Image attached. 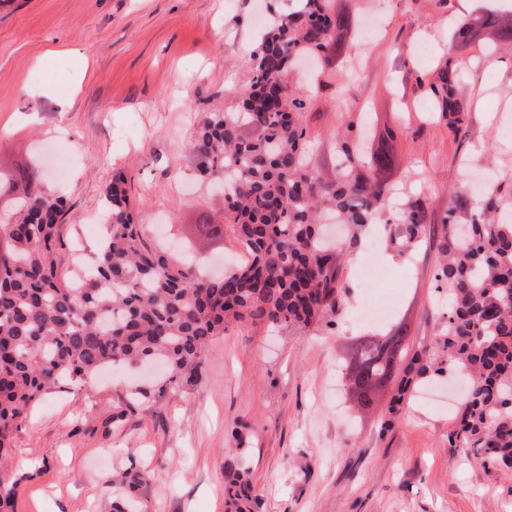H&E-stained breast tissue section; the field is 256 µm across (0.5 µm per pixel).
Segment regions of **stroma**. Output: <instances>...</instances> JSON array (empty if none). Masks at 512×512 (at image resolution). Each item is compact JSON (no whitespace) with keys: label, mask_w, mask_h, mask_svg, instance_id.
Returning <instances> with one entry per match:
<instances>
[{"label":"stroma","mask_w":512,"mask_h":512,"mask_svg":"<svg viewBox=\"0 0 512 512\" xmlns=\"http://www.w3.org/2000/svg\"><path fill=\"white\" fill-rule=\"evenodd\" d=\"M291 0H0V172L41 160L55 148L65 173L45 164L42 187L67 209L58 264L91 262L106 225L93 219L114 175H124L145 229L191 245L215 267L243 250L232 234L213 239L193 227L217 223L220 198L195 176L185 149L201 117L234 105L251 72L257 16L286 12ZM382 24L349 37L329 61L301 63L291 79L307 98L308 159L324 178L337 163V135L349 123L399 128L391 165L394 194L425 200L426 238L403 254L378 250L398 293L389 323L403 322L414 345L435 347L442 321L435 301L434 237L450 197L479 198L474 176L512 168V52L462 46L452 14L433 0H370ZM427 55H420V47ZM83 53L85 72L68 58ZM448 58L468 118L451 132L411 77L438 81ZM353 84L356 98L337 102ZM357 246L343 276L348 299L334 327L274 330L229 324L199 373L156 402H128L131 369L116 366L47 395L30 408L0 477L13 487V512H224V461L248 437L246 464L264 512H512V476L458 457L448 446L455 408L411 394L388 416V394L352 407L337 363L353 336L371 331ZM390 430H383L385 419ZM148 474L128 495L129 477Z\"/></svg>","instance_id":"35a3bbf8"}]
</instances>
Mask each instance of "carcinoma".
<instances>
[{
    "instance_id": "1",
    "label": "carcinoma",
    "mask_w": 512,
    "mask_h": 512,
    "mask_svg": "<svg viewBox=\"0 0 512 512\" xmlns=\"http://www.w3.org/2000/svg\"><path fill=\"white\" fill-rule=\"evenodd\" d=\"M484 27L496 29L490 50L512 45V20L495 13L459 23L454 39L470 42ZM354 29V16L333 0H301L297 10L273 18L251 54L252 77L239 101L205 113L188 143L199 175L222 187L224 226L251 260L214 276L149 246L121 174L105 189L110 226L79 286L57 264L67 214L61 197L37 190L0 218V455L33 403L104 365L164 363L163 383L133 391L159 400L196 375L232 321L290 331L335 325L347 293L341 273L349 249L378 222L387 228V245L400 253L425 235L428 214L420 200L388 209L391 188L374 177L391 162L386 146L366 159L346 130L329 180L305 155L306 104L288 92V70L303 57L339 52L340 35ZM416 81L448 126L465 123L448 78L427 85L418 75ZM19 181L27 188L37 183L38 167L20 168L0 194ZM506 207L512 209V178L488 192L466 224L458 216L467 200L448 201L434 274L435 288L448 291L442 359L415 349L397 325L354 337L342 365L361 407L392 382L395 413L431 371L469 378L448 445L512 471V219L500 218ZM326 213L348 226L349 239L337 248L320 233ZM224 512H262L250 472L233 455L224 463Z\"/></svg>"
}]
</instances>
